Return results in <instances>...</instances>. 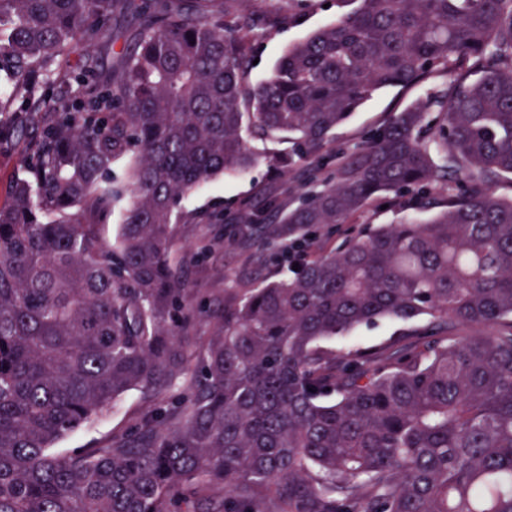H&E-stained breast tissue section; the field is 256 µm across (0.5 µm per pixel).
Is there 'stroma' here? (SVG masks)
<instances>
[{"instance_id": "obj_1", "label": "stroma", "mask_w": 512, "mask_h": 512, "mask_svg": "<svg viewBox=\"0 0 512 512\" xmlns=\"http://www.w3.org/2000/svg\"><path fill=\"white\" fill-rule=\"evenodd\" d=\"M337 13V6L328 0H313L311 7L299 10L297 19L259 35L255 41L257 63L249 69V83L267 78L288 46L333 22ZM424 94L421 86H395L377 91L336 128L333 147L359 146L375 127ZM303 171V165L299 164L285 175L263 164L244 175L218 176L203 183L181 202L171 263L192 288L194 307L204 311L195 323L196 335L214 333L224 315V290L231 287L233 278L265 273L273 268L269 252L255 250L241 240L228 239L225 225L244 223L248 211L267 206L272 200L280 207H287L288 198L282 192V184L286 181L301 184ZM146 406L139 392H128L95 424L61 440L57 452L70 453L106 442L113 433L131 430Z\"/></svg>"}]
</instances>
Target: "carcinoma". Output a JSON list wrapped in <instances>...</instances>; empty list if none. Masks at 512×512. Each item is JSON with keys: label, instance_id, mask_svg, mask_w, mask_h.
Wrapping results in <instances>:
<instances>
[{"label": "carcinoma", "instance_id": "cac0c4a2", "mask_svg": "<svg viewBox=\"0 0 512 512\" xmlns=\"http://www.w3.org/2000/svg\"><path fill=\"white\" fill-rule=\"evenodd\" d=\"M250 2L0 0V137L29 144L0 204V512H512V0H336L253 86L254 30L292 15ZM118 14L142 25L117 51ZM437 74L330 148L376 91ZM263 157L315 159L288 212L233 228L291 259L197 336L174 212ZM402 197L433 215L312 250ZM385 319L406 327L352 340ZM131 390L153 402L133 432L55 450Z\"/></svg>", "mask_w": 512, "mask_h": 512}]
</instances>
